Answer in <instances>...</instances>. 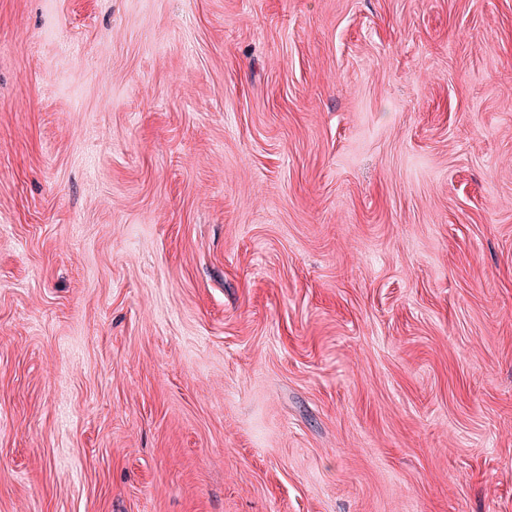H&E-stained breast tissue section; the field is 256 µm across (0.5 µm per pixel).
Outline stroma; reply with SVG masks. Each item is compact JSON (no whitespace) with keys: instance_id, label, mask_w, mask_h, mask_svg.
<instances>
[{"instance_id":"stroma-1","label":"stroma","mask_w":512,"mask_h":512,"mask_svg":"<svg viewBox=\"0 0 512 512\" xmlns=\"http://www.w3.org/2000/svg\"><path fill=\"white\" fill-rule=\"evenodd\" d=\"M0 512H512V0H0Z\"/></svg>"}]
</instances>
